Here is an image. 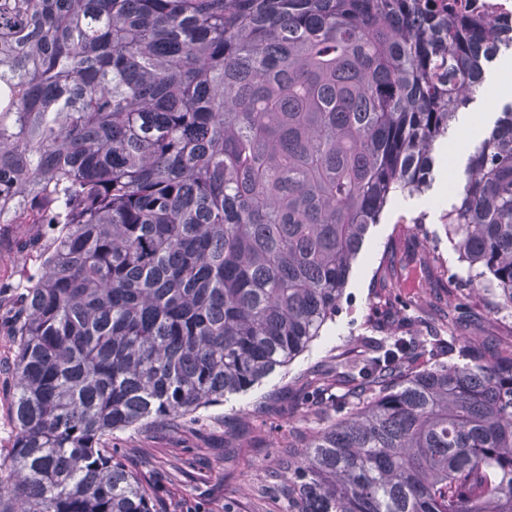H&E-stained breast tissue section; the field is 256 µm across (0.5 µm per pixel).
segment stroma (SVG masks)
Instances as JSON below:
<instances>
[{"instance_id": "stroma-1", "label": "stroma", "mask_w": 512, "mask_h": 512, "mask_svg": "<svg viewBox=\"0 0 512 512\" xmlns=\"http://www.w3.org/2000/svg\"><path fill=\"white\" fill-rule=\"evenodd\" d=\"M511 97L498 94L493 104L475 100L437 144L434 156L449 152L448 145L461 141L453 151L457 167H464L477 142L468 131L470 113L483 116L491 128L497 109ZM425 194L391 201L379 223L371 225L352 267L338 313L321 336L288 367L275 371L251 389L228 394L221 405L203 410L200 421L178 430L163 424L121 432L117 444L132 463L143 459L159 462L158 493L170 503H183L186 512H283L282 498L270 491V472L292 431L315 427L314 409L307 402L317 378H324L332 394L347 397L351 389L326 374L336 360L362 351L385 336L403 308L416 316L417 335L437 338L436 346H422L412 363L419 371L431 364L460 362L459 339L482 341L492 354L512 351V310L498 306L496 297L471 282L468 267L460 261L453 242L441 224L444 209L455 202L447 189L448 173L433 171ZM427 212L425 235L411 222ZM27 233L45 234L46 227L32 217L14 212L0 223V281L15 280L20 259L8 242L16 224ZM11 337L0 327V454L11 447L15 429L11 405L15 381ZM196 457L193 476L181 473L185 458Z\"/></svg>"}]
</instances>
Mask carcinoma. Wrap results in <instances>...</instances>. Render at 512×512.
I'll return each instance as SVG.
<instances>
[{
	"instance_id": "carcinoma-1",
	"label": "carcinoma",
	"mask_w": 512,
	"mask_h": 512,
	"mask_svg": "<svg viewBox=\"0 0 512 512\" xmlns=\"http://www.w3.org/2000/svg\"><path fill=\"white\" fill-rule=\"evenodd\" d=\"M429 0H0V214L26 210L5 311L15 440L0 512H168L114 435L288 365L370 225L512 56ZM441 215L512 309V102ZM403 331L336 362L365 392L281 460L285 512H512V356L401 375Z\"/></svg>"
}]
</instances>
